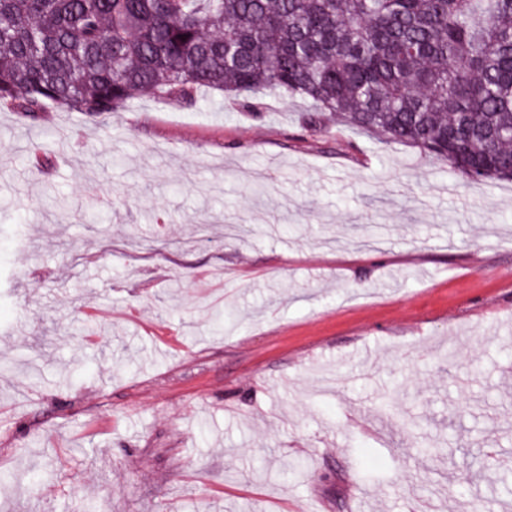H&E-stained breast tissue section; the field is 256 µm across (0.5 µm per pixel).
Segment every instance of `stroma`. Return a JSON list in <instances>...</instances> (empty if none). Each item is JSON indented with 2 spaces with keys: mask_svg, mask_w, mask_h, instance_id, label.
<instances>
[{
  "mask_svg": "<svg viewBox=\"0 0 512 512\" xmlns=\"http://www.w3.org/2000/svg\"><path fill=\"white\" fill-rule=\"evenodd\" d=\"M257 97L0 107V512H512V181Z\"/></svg>",
  "mask_w": 512,
  "mask_h": 512,
  "instance_id": "stroma-1",
  "label": "stroma"
}]
</instances>
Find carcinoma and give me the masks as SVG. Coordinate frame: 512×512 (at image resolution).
I'll return each mask as SVG.
<instances>
[{
	"instance_id": "carcinoma-1",
	"label": "carcinoma",
	"mask_w": 512,
	"mask_h": 512,
	"mask_svg": "<svg viewBox=\"0 0 512 512\" xmlns=\"http://www.w3.org/2000/svg\"><path fill=\"white\" fill-rule=\"evenodd\" d=\"M258 89L512 180V0H0V105L18 112Z\"/></svg>"
}]
</instances>
